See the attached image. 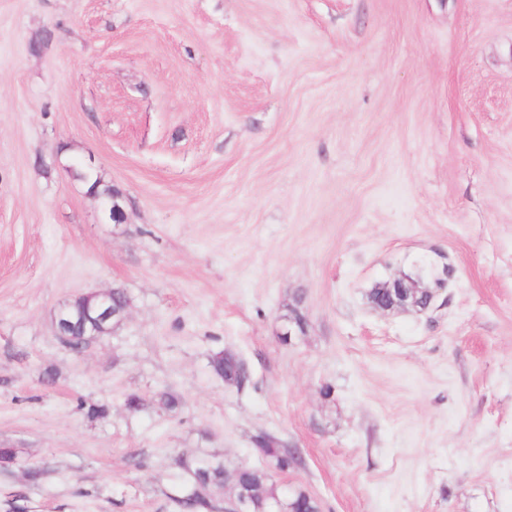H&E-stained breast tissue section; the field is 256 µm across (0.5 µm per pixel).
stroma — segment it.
Returning a JSON list of instances; mask_svg holds the SVG:
<instances>
[{
    "mask_svg": "<svg viewBox=\"0 0 512 512\" xmlns=\"http://www.w3.org/2000/svg\"><path fill=\"white\" fill-rule=\"evenodd\" d=\"M442 267L433 309L370 307ZM262 431L322 512H512V0H0V512H182L176 458L260 467ZM110 294V290H107L85 294L78 298H95L98 300L100 305V314L96 319L91 320L90 326H87V324L84 323L83 336H81L79 328L74 330L73 336L68 335L71 327V321L74 324H78L82 320L94 317V313L91 310L93 303L91 302L89 304L85 299H81L78 302H75V300L70 301L72 304H74V306H72L69 310L70 319L66 314L58 311L54 322L55 335L60 338H63L64 336L69 337L67 344L71 348V352L76 354L82 353L89 344L87 342V338L89 336H101L103 334L109 333L111 330L110 323L114 317L120 316L121 320L126 318L130 303L122 312H113L112 308L122 309L129 301L127 293L122 288H112L111 299ZM109 301L112 306L109 304ZM210 367L213 373L224 379V383L227 385L242 388L250 382V377L245 378L244 376L245 362L231 351L221 350L215 353L211 357Z\"/></svg>",
    "mask_w": 512,
    "mask_h": 512,
    "instance_id": "1",
    "label": "stroma"
}]
</instances>
